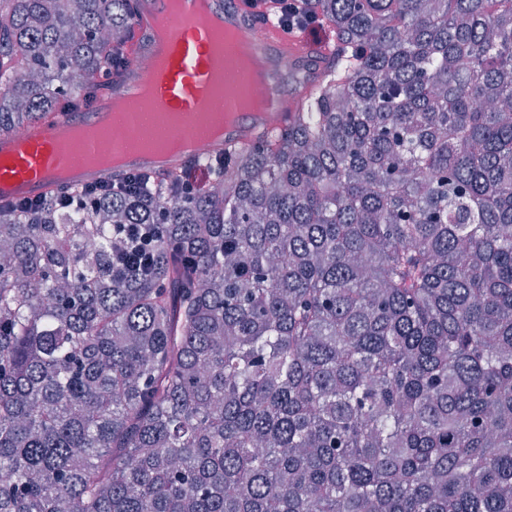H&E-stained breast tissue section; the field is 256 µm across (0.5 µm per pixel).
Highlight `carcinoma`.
I'll list each match as a JSON object with an SVG mask.
<instances>
[{"mask_svg": "<svg viewBox=\"0 0 512 512\" xmlns=\"http://www.w3.org/2000/svg\"><path fill=\"white\" fill-rule=\"evenodd\" d=\"M138 2L0 0V134ZM311 5L323 84L206 190L0 203V512H512V0ZM121 233L129 241L130 250L126 249L117 256L114 270L134 268L132 265L136 270H147L154 259L152 231L148 224H123Z\"/></svg>", "mask_w": 512, "mask_h": 512, "instance_id": "1", "label": "carcinoma"}]
</instances>
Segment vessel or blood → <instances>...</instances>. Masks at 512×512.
<instances>
[{"instance_id": "obj_1", "label": "vessel or blood", "mask_w": 512, "mask_h": 512, "mask_svg": "<svg viewBox=\"0 0 512 512\" xmlns=\"http://www.w3.org/2000/svg\"><path fill=\"white\" fill-rule=\"evenodd\" d=\"M221 10L245 26L253 27L257 42L265 44L288 71L291 88L285 92L281 106L268 122L247 126L228 135L224 140L209 144L208 151L221 154L252 145L267 125H285L301 108L305 91L319 84L325 73V63L309 38L288 34L280 28L257 29L252 11L243 0H213ZM163 70L154 78L157 100L165 111L190 114L199 111L201 103L215 95H223L225 107L235 106L246 92L238 86L221 93L212 80L213 56L211 34L206 23L185 12L180 22L171 24L166 44ZM51 125H32L21 132L0 137V198L10 199L12 187L23 188L25 197L36 198L55 188L49 173L63 164L70 152L92 153L94 143L79 141L70 150L60 149L51 139Z\"/></svg>"}]
</instances>
